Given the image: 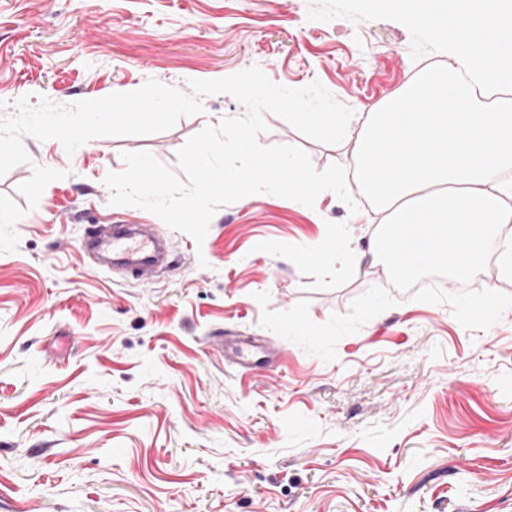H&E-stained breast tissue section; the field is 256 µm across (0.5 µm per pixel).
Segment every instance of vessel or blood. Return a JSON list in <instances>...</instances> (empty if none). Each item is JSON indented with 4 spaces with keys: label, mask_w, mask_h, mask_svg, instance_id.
Instances as JSON below:
<instances>
[{
    "label": "vessel or blood",
    "mask_w": 512,
    "mask_h": 512,
    "mask_svg": "<svg viewBox=\"0 0 512 512\" xmlns=\"http://www.w3.org/2000/svg\"><path fill=\"white\" fill-rule=\"evenodd\" d=\"M92 266L112 269L148 286L166 268L173 255L169 235L153 224H95L83 243ZM264 337L249 335L236 340L241 367H249L255 352H267Z\"/></svg>",
    "instance_id": "b4317fda"
}]
</instances>
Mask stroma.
I'll list each match as a JSON object with an SVG mask.
<instances>
[{"label":"stroma","instance_id":"stroma-1","mask_svg":"<svg viewBox=\"0 0 512 512\" xmlns=\"http://www.w3.org/2000/svg\"><path fill=\"white\" fill-rule=\"evenodd\" d=\"M308 6L0 0V115L150 79L188 95L254 65L369 112L445 59H412L396 21H311ZM203 106L71 154L24 136L29 162L0 177V512H512V308L469 330L393 287L357 183L354 215L329 191L311 208L260 193L221 207L203 244L170 231L174 264L147 288L87 264V225L158 221L110 205L122 152L172 166L244 113L227 94ZM264 120L261 144L353 169L357 124L334 146ZM237 333L279 356L239 367L210 342Z\"/></svg>","mask_w":512,"mask_h":512}]
</instances>
